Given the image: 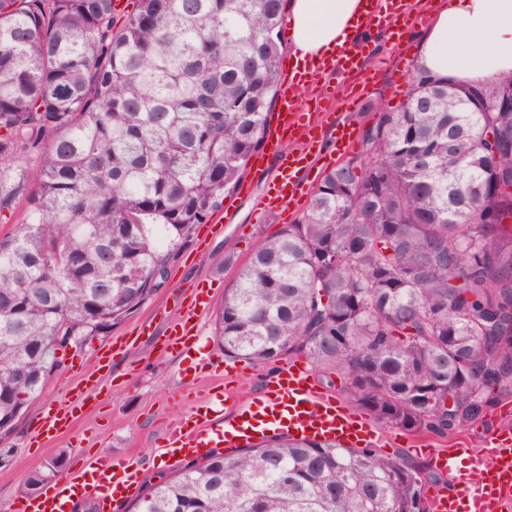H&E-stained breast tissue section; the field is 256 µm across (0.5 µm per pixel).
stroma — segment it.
Segmentation results:
<instances>
[{
	"label": "stroma",
	"instance_id": "obj_1",
	"mask_svg": "<svg viewBox=\"0 0 512 512\" xmlns=\"http://www.w3.org/2000/svg\"><path fill=\"white\" fill-rule=\"evenodd\" d=\"M434 0H419L411 37L406 46H399L382 31L364 33L369 44L366 71L375 82L368 97L346 116L357 130L364 131L376 123L378 102L397 105L408 89L402 84L411 71L410 48L427 24ZM266 189L265 182H252L248 192L237 195L234 208L223 219L222 232L210 234L205 227H196L193 243L181 250L170 270L165 288L159 289L125 322L112 327L106 336L93 339L82 349L66 352L62 366L54 372L35 405L5 435H0V448L10 451L7 462H0V512L9 508L19 493L27 492L25 479L30 472L45 471L56 460L72 464L77 453L94 455L108 453L121 458L139 451L145 460V481L154 483L174 473L173 465L153 455L167 428L180 421L193 406L204 401L210 392L223 391L228 401H245L274 372L273 367L249 365L240 380L224 378L223 369L215 362L232 367L214 336V305L220 304L224 290L233 279L240 262L265 239L279 235L283 225L274 217H263L255 201ZM233 253V262H225L226 253ZM209 287L212 308L195 316L202 344L195 355L204 359L200 378L186 376L183 357L164 349L166 327L180 316L179 296L189 294L196 285ZM152 321L154 335L141 337L130 350L113 351L112 345L121 337L131 335L136 326ZM99 381V394L89 399L70 432L46 436L39 428L46 406L76 395L89 376ZM375 446L384 454L406 453L416 464L431 466L426 451L448 449L467 443L483 447L485 441L502 430L512 429V401L499 404L492 416L461 436L449 440L417 438L380 423H372Z\"/></svg>",
	"mask_w": 512,
	"mask_h": 512
}]
</instances>
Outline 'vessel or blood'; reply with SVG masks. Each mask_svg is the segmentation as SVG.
Returning <instances> with one entry per match:
<instances>
[{
  "mask_svg": "<svg viewBox=\"0 0 512 512\" xmlns=\"http://www.w3.org/2000/svg\"><path fill=\"white\" fill-rule=\"evenodd\" d=\"M395 4L396 0H365L362 26L387 27L380 9ZM362 60V50L349 46L330 61L304 71L295 68L285 75L276 122L267 131L263 154L255 160L254 176L267 184L259 200L262 211L283 215L289 205L307 195L326 160L327 140H334L340 152L353 148L357 130L351 122L325 110L322 104L310 105L301 98L300 89L320 71L348 76ZM287 140L294 141V149L283 150ZM210 303L208 291L194 288L184 315L168 328L166 346L187 354L190 323L197 311ZM92 390V385H85L76 400L48 407L42 424L45 433L70 431ZM273 430L296 439L333 440L346 446H362L371 438L369 425L338 403L334 395L319 389L309 367L290 363L232 410H225L223 399L216 396L208 404L193 407L186 418L168 428L159 452L174 464L222 444L237 448L254 443ZM464 454L471 457L474 473L458 476L453 494L435 495V512H512V437H492L479 450L457 447L431 451L436 466L448 473H455L457 459ZM142 469V460L136 456L117 460L105 454L81 455L70 471L41 493L18 496L12 512H73L77 504L90 498L97 500L101 512H110L113 503L138 492Z\"/></svg>",
  "mask_w": 512,
  "mask_h": 512,
  "instance_id": "1",
  "label": "vessel or blood"
}]
</instances>
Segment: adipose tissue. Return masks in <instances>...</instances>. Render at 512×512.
Here are the masks:
<instances>
[{"instance_id":"adipose-tissue-1","label":"adipose tissue","mask_w":512,"mask_h":512,"mask_svg":"<svg viewBox=\"0 0 512 512\" xmlns=\"http://www.w3.org/2000/svg\"><path fill=\"white\" fill-rule=\"evenodd\" d=\"M419 36L415 73L465 89L512 74V0H435ZM365 0H288L295 64L331 57L358 41Z\"/></svg>"}]
</instances>
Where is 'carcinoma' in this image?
<instances>
[{
	"instance_id": "cac0c4a2",
	"label": "carcinoma",
	"mask_w": 512,
	"mask_h": 512,
	"mask_svg": "<svg viewBox=\"0 0 512 512\" xmlns=\"http://www.w3.org/2000/svg\"><path fill=\"white\" fill-rule=\"evenodd\" d=\"M0 0V432L66 351L127 320L261 148L285 0ZM512 74H417L364 155L224 289V355H303L377 422L453 438L512 399ZM443 481L373 446L273 435L162 477L129 512H431Z\"/></svg>"
}]
</instances>
